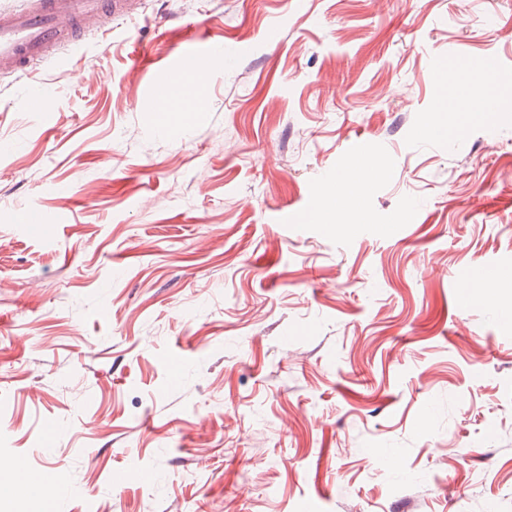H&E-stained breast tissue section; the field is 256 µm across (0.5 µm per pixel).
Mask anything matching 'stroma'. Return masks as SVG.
<instances>
[{
    "label": "stroma",
    "instance_id": "1",
    "mask_svg": "<svg viewBox=\"0 0 512 512\" xmlns=\"http://www.w3.org/2000/svg\"><path fill=\"white\" fill-rule=\"evenodd\" d=\"M197 29L225 47L204 106L158 128ZM488 56L501 107L464 122L448 71ZM357 152L348 224L309 222ZM490 267L512 0H136L0 74V484L65 471L53 512H512V285L458 294Z\"/></svg>",
    "mask_w": 512,
    "mask_h": 512
}]
</instances>
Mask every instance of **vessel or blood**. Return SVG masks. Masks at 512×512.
Segmentation results:
<instances>
[{"label":"vessel or blood","instance_id":"b4317fda","mask_svg":"<svg viewBox=\"0 0 512 512\" xmlns=\"http://www.w3.org/2000/svg\"><path fill=\"white\" fill-rule=\"evenodd\" d=\"M121 7V0H36L30 8L1 9L0 71L25 72L81 24Z\"/></svg>","mask_w":512,"mask_h":512}]
</instances>
